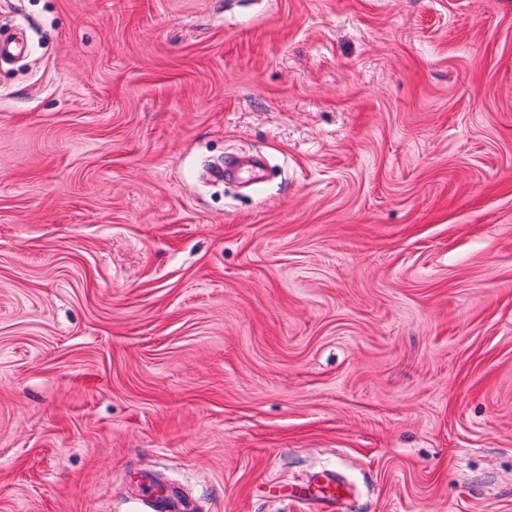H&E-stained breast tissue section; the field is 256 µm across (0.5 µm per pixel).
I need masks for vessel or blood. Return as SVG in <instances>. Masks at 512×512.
Here are the masks:
<instances>
[{
	"mask_svg": "<svg viewBox=\"0 0 512 512\" xmlns=\"http://www.w3.org/2000/svg\"><path fill=\"white\" fill-rule=\"evenodd\" d=\"M267 495L301 503L305 512H356L358 508L354 485L335 470L316 472L304 483L269 485ZM140 502L144 512H195L193 503L174 489L144 493Z\"/></svg>",
	"mask_w": 512,
	"mask_h": 512,
	"instance_id": "b4317fda",
	"label": "vessel or blood"
}]
</instances>
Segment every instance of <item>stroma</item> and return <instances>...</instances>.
Wrapping results in <instances>:
<instances>
[{
  "label": "stroma",
  "mask_w": 512,
  "mask_h": 512,
  "mask_svg": "<svg viewBox=\"0 0 512 512\" xmlns=\"http://www.w3.org/2000/svg\"><path fill=\"white\" fill-rule=\"evenodd\" d=\"M0 512H512V0H0ZM270 177L204 179L228 156ZM266 494L271 498L288 497L301 503L306 512H354L358 508L354 485L335 470L316 472L304 483L270 484ZM140 504L145 512H194L193 503L179 491L171 489L165 494L147 492L141 494Z\"/></svg>",
  "instance_id": "stroma-1"
}]
</instances>
